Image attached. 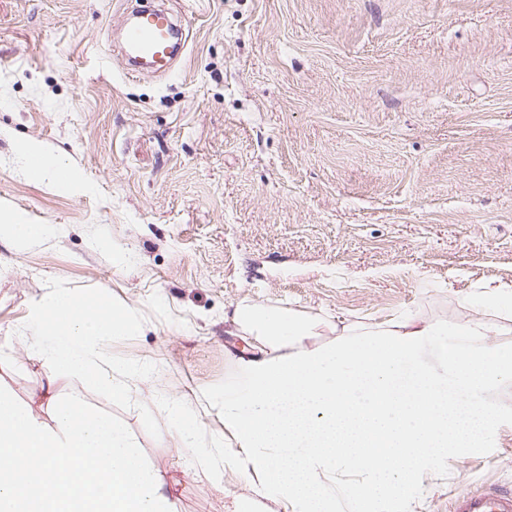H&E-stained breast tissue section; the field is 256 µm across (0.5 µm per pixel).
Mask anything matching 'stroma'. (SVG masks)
<instances>
[{"label":"stroma","mask_w":512,"mask_h":512,"mask_svg":"<svg viewBox=\"0 0 512 512\" xmlns=\"http://www.w3.org/2000/svg\"><path fill=\"white\" fill-rule=\"evenodd\" d=\"M138 2L0 0V203L54 227L0 241V385L49 417L78 384L45 388L20 328L48 279L104 289L145 316L110 350L157 365L138 400L160 438L139 404L116 412L174 512H284L242 455L207 467L224 432L207 398L261 357L227 315L246 297L364 325L495 319L470 299L512 297V0H164L186 50L131 74L117 36ZM22 141L80 187L32 181ZM159 394L187 401L199 447L167 431ZM488 399L500 426L421 474L416 512L512 493V379Z\"/></svg>","instance_id":"35a3bbf8"}]
</instances>
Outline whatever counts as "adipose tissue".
Returning <instances> with one entry per match:
<instances>
[{"label": "adipose tissue", "instance_id": "1", "mask_svg": "<svg viewBox=\"0 0 512 512\" xmlns=\"http://www.w3.org/2000/svg\"><path fill=\"white\" fill-rule=\"evenodd\" d=\"M20 152L31 179L75 185L61 156L31 141ZM50 232V225L0 206V240L21 248ZM232 320L264 356L250 361L246 389L213 396L224 411L225 434L214 440L212 454L225 458L226 441L234 439L246 454L253 490L274 494L287 512H335L332 487L340 471L362 477L349 489L353 512H371L372 502L386 496L413 512L408 491L421 472L472 447L499 423L497 409L480 396L512 377V343L501 341L512 332L506 325L481 317L462 325L420 326L406 316L373 328L354 322L343 326L340 339L310 352L301 341L322 318L244 299ZM458 335L496 342L443 346L444 377L418 367L425 337Z\"/></svg>", "mask_w": 512, "mask_h": 512}]
</instances>
